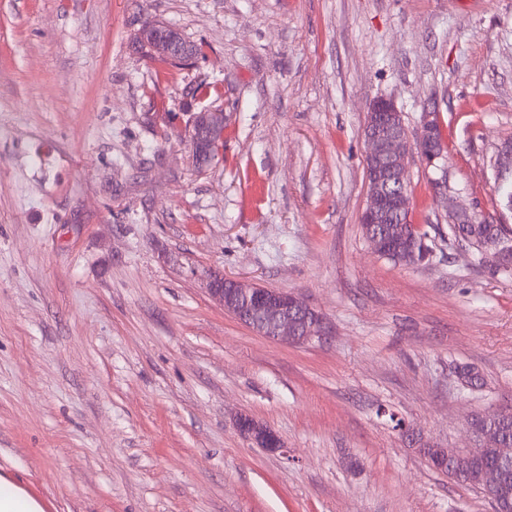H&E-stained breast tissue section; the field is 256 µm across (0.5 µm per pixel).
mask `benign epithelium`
I'll return each mask as SVG.
<instances>
[{"label":"benign epithelium","mask_w":512,"mask_h":512,"mask_svg":"<svg viewBox=\"0 0 512 512\" xmlns=\"http://www.w3.org/2000/svg\"><path fill=\"white\" fill-rule=\"evenodd\" d=\"M161 56L175 65H187L195 56L182 46L178 31L165 24H152L142 30ZM442 131L436 109L427 108L415 135H410L401 111L387 98L369 104L363 137L368 151L365 159L366 203L360 223L368 225L366 237L376 253H384L390 243L387 232L374 229L376 224H402L411 217L410 197L407 194L409 159L416 155L427 164L444 159V149L438 138ZM224 140V108H207L192 119V158L197 162L213 154ZM436 196L446 200L448 216L456 224L475 223L476 213L454 205L448 189V171L433 180ZM487 254L502 272L512 270V242L495 240L487 243ZM208 292L219 299L224 310L256 334L270 340H288L303 344L325 335L324 318L294 295L239 279L215 275L208 283ZM241 436L260 448L272 452L283 450L279 436L248 415L236 420ZM496 449L501 462L512 463V448L506 446L496 428L488 429L479 445L467 451L454 448H432L431 454L441 460H451L461 469L482 459L487 448ZM478 481L489 490L503 483L505 471L499 465H487L478 472Z\"/></svg>","instance_id":"1"}]
</instances>
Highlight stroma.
I'll use <instances>...</instances> for the list:
<instances>
[{"label": "stroma", "mask_w": 512, "mask_h": 512, "mask_svg": "<svg viewBox=\"0 0 512 512\" xmlns=\"http://www.w3.org/2000/svg\"><path fill=\"white\" fill-rule=\"evenodd\" d=\"M155 21L204 55L151 58ZM378 98L443 125L444 166L410 161L423 264L359 223ZM219 105L200 170L192 116ZM510 138L512 0H0V474L46 512H492L422 450L512 411V278L453 243L431 182L512 228ZM216 273L294 292L328 334L257 335ZM235 425L241 436L252 441L258 447L272 452L283 450L284 446L279 436L249 415H240Z\"/></svg>", "instance_id": "stroma-1"}]
</instances>
